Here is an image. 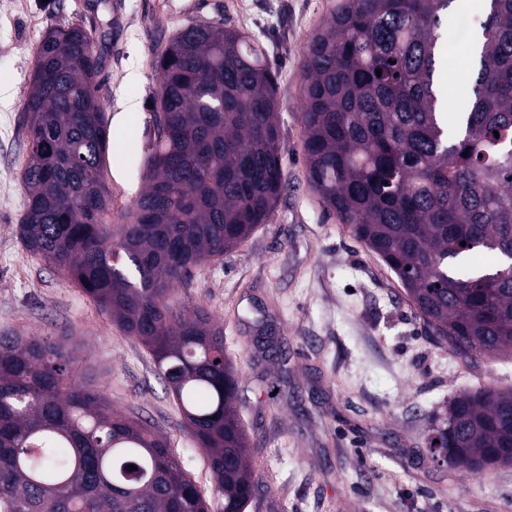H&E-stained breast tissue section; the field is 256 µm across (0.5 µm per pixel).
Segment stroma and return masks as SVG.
<instances>
[{
  "label": "stroma",
  "mask_w": 512,
  "mask_h": 512,
  "mask_svg": "<svg viewBox=\"0 0 512 512\" xmlns=\"http://www.w3.org/2000/svg\"><path fill=\"white\" fill-rule=\"evenodd\" d=\"M338 0H0V335L70 338L83 376L113 406L167 438L202 496L204 452L183 426L147 349L18 235L29 154L23 103L53 27L96 33L110 126L111 212L143 187L157 83L151 62L194 19L224 20L261 41L276 84L286 185L270 223L194 270L176 302L203 305L224 329L259 484L246 512H512V466H436L431 429L449 396L512 389V359L465 361L428 338L396 276L310 188L300 122L304 43ZM135 111H128V104ZM273 322L275 355L256 343Z\"/></svg>",
  "instance_id": "obj_1"
}]
</instances>
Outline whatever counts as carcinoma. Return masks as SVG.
Wrapping results in <instances>:
<instances>
[{
    "instance_id": "1",
    "label": "carcinoma",
    "mask_w": 512,
    "mask_h": 512,
    "mask_svg": "<svg viewBox=\"0 0 512 512\" xmlns=\"http://www.w3.org/2000/svg\"><path fill=\"white\" fill-rule=\"evenodd\" d=\"M488 2L461 112L437 86L448 35L471 27L454 0H339L306 43L300 86L310 187L465 361L512 357V0ZM153 67L144 188L114 224L95 36L48 32L24 104L19 236L147 348L217 510L245 512L257 480L224 330L170 293L274 215L286 184L274 77L261 42L210 19L177 30ZM478 253L493 266L471 264ZM80 361L60 339L0 336V512H212L164 435L113 409ZM443 421L437 463L512 465L511 389L457 393Z\"/></svg>"
}]
</instances>
